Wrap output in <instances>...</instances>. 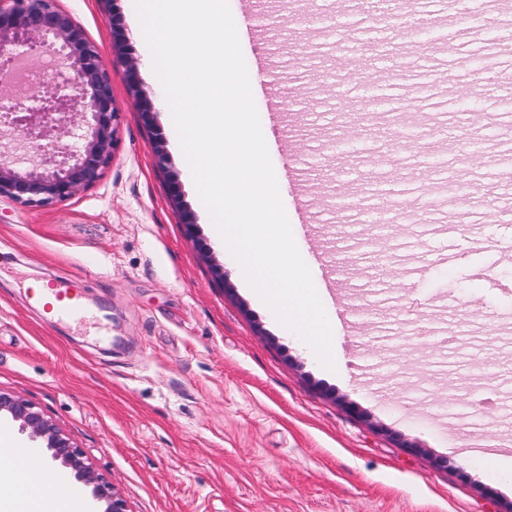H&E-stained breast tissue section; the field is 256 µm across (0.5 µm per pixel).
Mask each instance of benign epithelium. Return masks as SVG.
I'll list each match as a JSON object with an SVG mask.
<instances>
[{
  "label": "benign epithelium",
  "mask_w": 512,
  "mask_h": 512,
  "mask_svg": "<svg viewBox=\"0 0 512 512\" xmlns=\"http://www.w3.org/2000/svg\"><path fill=\"white\" fill-rule=\"evenodd\" d=\"M20 55L32 61L51 57L57 69L49 85L30 93L0 85V200L30 206L66 200L95 183L112 161L120 116L112 84L97 47L57 0H0V64ZM129 87L151 122L153 103L133 64ZM170 192L181 224L193 232L176 176ZM3 414L91 488L100 512H130L112 481L36 405L0 390Z\"/></svg>",
  "instance_id": "1"
}]
</instances>
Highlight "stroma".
<instances>
[{
    "mask_svg": "<svg viewBox=\"0 0 512 512\" xmlns=\"http://www.w3.org/2000/svg\"><path fill=\"white\" fill-rule=\"evenodd\" d=\"M373 0H312L310 22L291 26L285 0H257L280 38L242 44L266 55L269 94L308 100L311 111L260 113L276 140H293L314 220L300 201L281 200L313 280L332 275L342 302L336 368L312 350L244 285L237 260L217 246L214 225L176 130L134 0H59L98 48L121 109L111 165L75 196L41 207L0 201V389L38 405L115 484L130 512H512V258L478 244L496 233L489 180L512 168V95L477 97L461 112V55L488 69L512 40V0H410L386 26ZM120 14L125 53L112 48ZM401 38L399 69L374 61L361 88L336 80V57ZM154 104L144 125L129 94L128 59ZM366 93L379 108L421 105L409 124L360 137L336 128L331 107ZM479 120L486 154L448 184V127ZM168 162L159 168L154 142ZM396 145L377 166L363 152ZM178 174L197 225L185 232L170 197ZM384 198L409 211L388 236L347 249L364 230L353 206ZM454 244L460 260L423 265ZM43 281L76 290L91 317L56 322L31 300ZM48 492L88 487L51 462L39 440L19 431ZM481 448H473V438ZM408 440V447L397 444ZM456 461L453 469L436 464ZM491 494H484V487Z\"/></svg>",
    "mask_w": 512,
    "mask_h": 512,
    "instance_id": "obj_1",
    "label": "stroma"
}]
</instances>
